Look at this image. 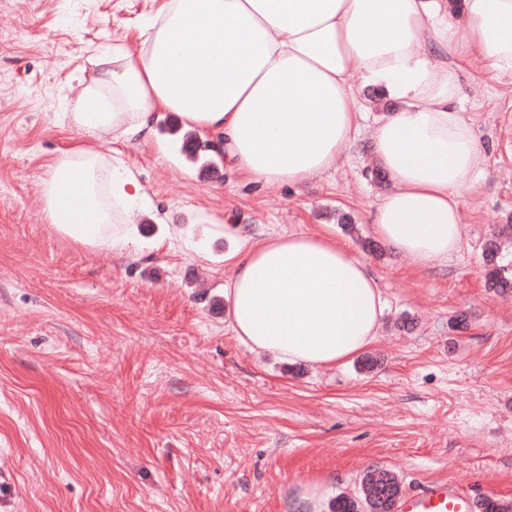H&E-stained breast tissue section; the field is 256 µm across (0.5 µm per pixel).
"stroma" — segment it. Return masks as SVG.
<instances>
[{
  "instance_id": "stroma-1",
  "label": "stroma",
  "mask_w": 512,
  "mask_h": 512,
  "mask_svg": "<svg viewBox=\"0 0 512 512\" xmlns=\"http://www.w3.org/2000/svg\"><path fill=\"white\" fill-rule=\"evenodd\" d=\"M161 2L0 0V512H291L300 484L353 494L376 468L406 493L447 479L512 503V296L486 290L481 258L512 223V75L463 78L456 107L487 162L445 263L365 247L385 188L373 112L336 169L294 187L212 180L164 113L156 141L120 148L143 197L113 221L138 245L88 248L42 214L46 164L84 141L59 114L89 48L136 46ZM228 216L238 234L207 232ZM300 230L349 239L378 277L372 370L290 365L228 329L227 255Z\"/></svg>"
}]
</instances>
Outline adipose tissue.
<instances>
[{
  "mask_svg": "<svg viewBox=\"0 0 512 512\" xmlns=\"http://www.w3.org/2000/svg\"><path fill=\"white\" fill-rule=\"evenodd\" d=\"M138 39L90 56L68 103L87 143L41 179L57 233L110 251L135 243L112 206H135L141 186L96 144L148 140L156 112L217 134L229 172L296 186L342 162L376 105L371 154L388 189L370 214L374 237L419 267L458 251L460 192L485 153L454 103L468 68L512 74V0H163ZM233 259L227 325L250 351L333 368L376 342L386 300L349 244L245 236Z\"/></svg>",
  "mask_w": 512,
  "mask_h": 512,
  "instance_id": "1",
  "label": "adipose tissue"
}]
</instances>
